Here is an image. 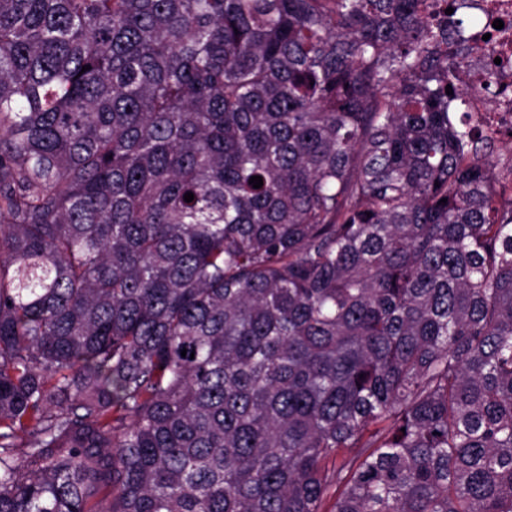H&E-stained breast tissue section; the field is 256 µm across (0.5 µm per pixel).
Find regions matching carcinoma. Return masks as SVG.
<instances>
[{"mask_svg":"<svg viewBox=\"0 0 512 512\" xmlns=\"http://www.w3.org/2000/svg\"><path fill=\"white\" fill-rule=\"evenodd\" d=\"M454 12L0 0V512H512Z\"/></svg>","mask_w":512,"mask_h":512,"instance_id":"carcinoma-1","label":"carcinoma"}]
</instances>
